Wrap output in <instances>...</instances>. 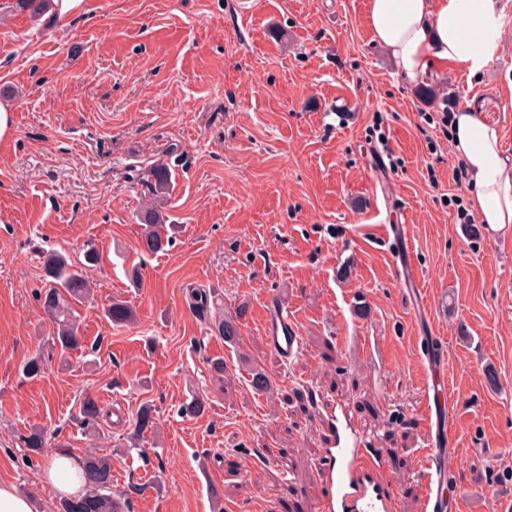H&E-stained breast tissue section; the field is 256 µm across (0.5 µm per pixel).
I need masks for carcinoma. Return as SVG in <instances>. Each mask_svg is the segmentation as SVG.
I'll use <instances>...</instances> for the list:
<instances>
[{"label":"carcinoma","instance_id":"cac0c4a2","mask_svg":"<svg viewBox=\"0 0 512 512\" xmlns=\"http://www.w3.org/2000/svg\"><path fill=\"white\" fill-rule=\"evenodd\" d=\"M52 0H16V4L34 17H39L51 6ZM155 192L166 193L171 186V167L158 163L151 170ZM142 244L146 251L155 253L169 243L166 224L162 212L149 207L141 214ZM84 262L77 267L72 260L59 252L46 255L43 265L46 288L40 294V302L45 312L57 325L54 344L60 350H72L79 344L78 326L71 314V302L89 298L91 289L83 274L82 267L95 265L99 261L97 250L89 246L83 254ZM191 303L196 312L209 318L215 307V292L197 289L190 293ZM107 318L114 324H129L134 320L132 307L123 300H114L106 308ZM224 342L234 344L240 335V317L225 316L216 325ZM80 412L88 422H94L102 415L98 401L87 395L80 402ZM22 441L27 450L40 454L46 447V434L34 428ZM82 479L86 492L79 497L65 498L59 502L57 512H115L116 503L112 495V459L108 456L91 454L83 466Z\"/></svg>","mask_w":512,"mask_h":512}]
</instances>
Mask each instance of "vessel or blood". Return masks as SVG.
<instances>
[{
	"label": "vessel or blood",
	"instance_id": "obj_1",
	"mask_svg": "<svg viewBox=\"0 0 512 512\" xmlns=\"http://www.w3.org/2000/svg\"><path fill=\"white\" fill-rule=\"evenodd\" d=\"M262 331L267 344L282 360H291L299 353L297 324L283 303H271ZM424 403L428 414L427 457L421 469L422 512H444V490L455 455L448 438L457 419L455 401L446 393L444 358L438 352L429 360ZM328 423L331 441L319 462L320 480L326 484L327 493L318 501L319 512H391L382 454L359 451L345 418L332 414Z\"/></svg>",
	"mask_w": 512,
	"mask_h": 512
}]
</instances>
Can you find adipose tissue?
Returning a JSON list of instances; mask_svg holds the SVG:
<instances>
[{"label":"adipose tissue","mask_w":512,"mask_h":512,"mask_svg":"<svg viewBox=\"0 0 512 512\" xmlns=\"http://www.w3.org/2000/svg\"><path fill=\"white\" fill-rule=\"evenodd\" d=\"M367 24L398 74L413 83L430 81L446 63L481 74L501 38L494 0H369ZM451 141L470 180L472 213L491 230H512V157L502 151L500 128L466 105L453 116ZM80 470L66 450L44 464L45 479L60 496L83 493Z\"/></svg>","instance_id":"obj_1"}]
</instances>
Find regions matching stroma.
<instances>
[{"label":"stroma","instance_id":"35a3bbf8","mask_svg":"<svg viewBox=\"0 0 512 512\" xmlns=\"http://www.w3.org/2000/svg\"><path fill=\"white\" fill-rule=\"evenodd\" d=\"M86 2L62 25L0 0L15 128L0 142V480L56 512L44 456L20 442L41 428L79 459L111 455L131 512H317L326 416L342 408L385 455L393 512H421L427 332L457 395L453 481L472 491L468 512H493L512 491V241L468 235L469 179L441 117L471 105L512 155V0H495L500 47L480 77L448 66L423 85L374 42L368 0ZM159 162L174 169L156 196ZM148 204L171 226L154 254L140 248ZM89 244L93 298L75 305L81 344L64 352L37 300L43 261ZM194 288L240 313L238 344L193 312ZM273 297L302 340L286 364L261 337ZM115 299L132 323L105 317ZM36 356L44 374L24 377ZM256 366L270 393L252 389ZM87 394L105 411L93 424L79 417ZM195 398L204 413L183 414ZM146 404L156 427L140 434ZM397 272L399 273L400 280L403 279L405 284H410V289L417 307L426 311L427 307L424 305V292L422 288H420V279L416 268L408 261L404 264L401 261V269L397 266Z\"/></svg>","mask_w":512,"mask_h":512}]
</instances>
